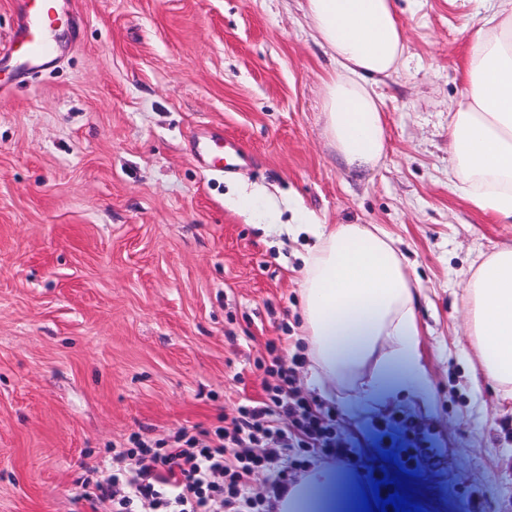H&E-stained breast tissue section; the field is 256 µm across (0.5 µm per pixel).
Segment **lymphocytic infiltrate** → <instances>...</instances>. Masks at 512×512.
I'll return each instance as SVG.
<instances>
[{
  "label": "lymphocytic infiltrate",
  "instance_id": "lymphocytic-infiltrate-1",
  "mask_svg": "<svg viewBox=\"0 0 512 512\" xmlns=\"http://www.w3.org/2000/svg\"><path fill=\"white\" fill-rule=\"evenodd\" d=\"M301 363L298 356L287 366L271 359L265 400L239 406L208 438L194 427L180 428L167 444L132 434L129 447L113 449L106 474L88 482L93 512H262V496L247 491L252 475L272 473L275 492L310 454L341 457L333 412L311 404L296 386Z\"/></svg>",
  "mask_w": 512,
  "mask_h": 512
}]
</instances>
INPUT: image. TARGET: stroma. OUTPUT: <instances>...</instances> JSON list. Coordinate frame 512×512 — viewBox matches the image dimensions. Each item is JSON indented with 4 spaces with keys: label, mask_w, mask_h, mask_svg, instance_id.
<instances>
[{
    "label": "stroma",
    "mask_w": 512,
    "mask_h": 512,
    "mask_svg": "<svg viewBox=\"0 0 512 512\" xmlns=\"http://www.w3.org/2000/svg\"><path fill=\"white\" fill-rule=\"evenodd\" d=\"M405 64L377 90L387 153L348 172L323 135L335 65L301 0H74L57 67L0 90V512H91L97 479L131 434L214 430L265 399L257 360L305 354L309 239L278 224H379L419 298L430 382L355 413L361 383L297 385L332 409L336 442L396 477L410 425L448 460L409 462L423 512H512V400L474 388L464 281L512 224L448 183V106L482 0H395ZM234 140L224 172L198 145ZM262 199L249 214L232 203Z\"/></svg>",
    "instance_id": "35a3bbf8"
}]
</instances>
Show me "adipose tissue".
<instances>
[{"label":"adipose tissue","instance_id":"obj_1","mask_svg":"<svg viewBox=\"0 0 512 512\" xmlns=\"http://www.w3.org/2000/svg\"><path fill=\"white\" fill-rule=\"evenodd\" d=\"M336 65L325 84L324 134L350 169H376L387 136L379 78L398 70L407 32L394 0H303ZM468 40L465 88L448 108V177L470 205L512 222V0H489ZM313 238L302 278V330L318 382L368 380L363 409L421 393L418 293L404 254L374 224H281ZM468 357L512 399V244L483 260L465 289ZM361 489L344 465L307 470L273 498L275 512H356Z\"/></svg>","mask_w":512,"mask_h":512}]
</instances>
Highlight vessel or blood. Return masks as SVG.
<instances>
[{
    "label": "vessel or blood",
    "instance_id": "obj_1",
    "mask_svg": "<svg viewBox=\"0 0 512 512\" xmlns=\"http://www.w3.org/2000/svg\"><path fill=\"white\" fill-rule=\"evenodd\" d=\"M67 4L68 0H20L11 47L0 52V58L14 61L17 81H25L56 61ZM414 439L423 459L439 460V439L433 431L416 428Z\"/></svg>",
    "mask_w": 512,
    "mask_h": 512
}]
</instances>
